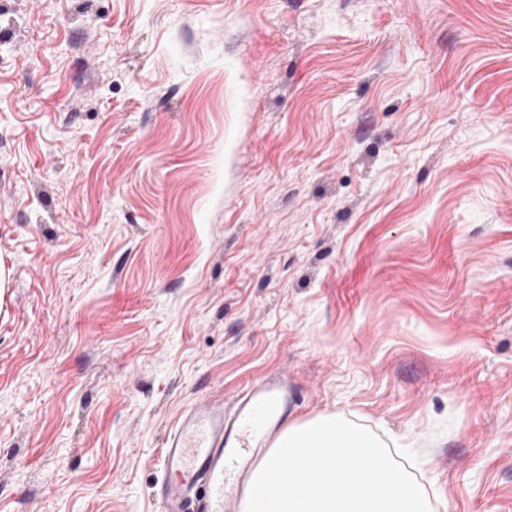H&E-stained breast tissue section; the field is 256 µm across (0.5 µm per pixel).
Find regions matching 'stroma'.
Returning <instances> with one entry per match:
<instances>
[{"instance_id":"35a3bbf8","label":"stroma","mask_w":512,"mask_h":512,"mask_svg":"<svg viewBox=\"0 0 512 512\" xmlns=\"http://www.w3.org/2000/svg\"><path fill=\"white\" fill-rule=\"evenodd\" d=\"M0 262V512L272 372L512 512V0H0Z\"/></svg>"}]
</instances>
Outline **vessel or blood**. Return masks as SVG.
<instances>
[{
  "label": "vessel or blood",
  "mask_w": 512,
  "mask_h": 512,
  "mask_svg": "<svg viewBox=\"0 0 512 512\" xmlns=\"http://www.w3.org/2000/svg\"><path fill=\"white\" fill-rule=\"evenodd\" d=\"M296 400L287 376L271 373L242 390L233 412L220 397L187 407L160 450L161 512H244L243 477L267 446L272 418Z\"/></svg>",
  "instance_id": "vessel-or-blood-1"
}]
</instances>
